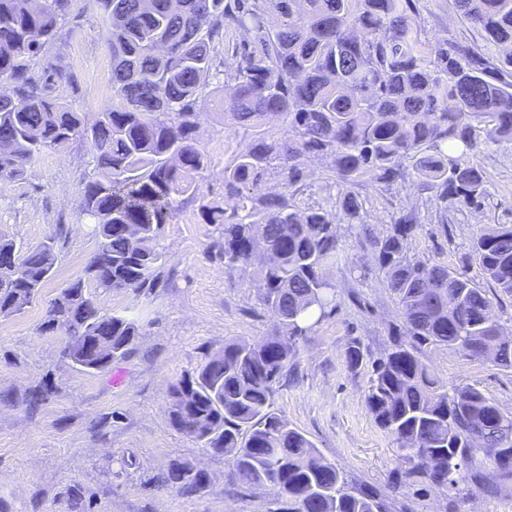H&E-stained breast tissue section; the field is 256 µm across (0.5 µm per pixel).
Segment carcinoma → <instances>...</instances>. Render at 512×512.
<instances>
[{
	"label": "carcinoma",
	"instance_id": "carcinoma-1",
	"mask_svg": "<svg viewBox=\"0 0 512 512\" xmlns=\"http://www.w3.org/2000/svg\"><path fill=\"white\" fill-rule=\"evenodd\" d=\"M0 0V183L25 177L45 152L78 140L93 167L80 181L81 215L95 250L84 276L49 302L40 334L61 332L63 351L88 372L130 357L138 321L102 310L94 292L160 287V238L172 212L201 201L221 226L224 268L251 269L260 304L274 324L259 340L227 339L193 373L172 385V427L202 448L230 457V482L270 490L285 512H392V499L336 465L319 468L315 444L274 408V395L298 344L334 301L326 277L343 250L341 225L361 230L368 259L356 269L381 273L398 305L402 330L376 359L360 343L345 353L368 368V414L397 447L401 482L424 485L444 512H463L474 496H512V413L478 384L448 388L419 351L453 350L468 360L512 369V328L493 301L512 298V224H486L471 243L484 288L467 264L451 268L408 253L421 224L420 203L394 216L391 229L365 227L357 186L403 185L430 193L440 221L479 211L488 197L481 166L463 159L482 143L512 142V0H452L457 16L482 32L432 41L420 0H96L112 57V108L92 126L53 95L71 75L49 50L73 0ZM244 38L224 58V37ZM222 80L218 108L250 137L224 163V206L204 203L199 174L209 166L198 128L211 81ZM286 123L270 135L272 120ZM326 163L342 191L335 202H299L304 169ZM114 224H137L129 237ZM24 248L0 238V317L33 305L54 273L67 236ZM253 241L249 256L238 254ZM104 342L109 352L95 350ZM52 389L27 395L38 407ZM207 473L171 466L163 482L198 492Z\"/></svg>",
	"mask_w": 512,
	"mask_h": 512
}]
</instances>
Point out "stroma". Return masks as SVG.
Here are the masks:
<instances>
[{
    "instance_id": "35a3bbf8",
    "label": "stroma",
    "mask_w": 512,
    "mask_h": 512,
    "mask_svg": "<svg viewBox=\"0 0 512 512\" xmlns=\"http://www.w3.org/2000/svg\"><path fill=\"white\" fill-rule=\"evenodd\" d=\"M422 14L433 38H480L454 13L451 0H422ZM102 26L94 0H75L73 19L50 49L71 74L55 96L89 121L112 106V59ZM200 137L211 161L201 190L206 201L220 204L224 163L243 138L210 105L201 113ZM474 158L489 182L484 209L464 210L448 224L439 223L434 209L422 210L408 241L411 257L456 267L480 226L512 224V145L480 147ZM91 165L88 147L76 142L44 153L26 179L0 185V238L34 246L59 224L68 236L37 302L0 317V512H279L272 493L231 485L230 458L198 447L167 417L172 384L221 350L225 339H256L271 328L250 272L225 269L216 257L219 233L203 223L197 204L185 205L165 226V287L148 297L123 291L96 295L104 311L139 320L142 335L129 359L110 371L87 373L61 358L64 336L39 335L49 301L83 275L95 250L88 226L79 220V182ZM359 192L365 224L381 234L414 194L409 187L367 181ZM342 244L341 258L327 268L336 284V306L301 340L275 405L325 459L386 491L398 467L396 446L367 413L368 374L348 369L345 351L357 340L369 357H379L391 347L400 317L378 274L362 278L350 271V262L364 254L357 233L344 232ZM421 359L448 385L480 383L512 412V370L451 350H426ZM44 379L52 396L28 409L26 394ZM175 463L205 470V488L187 496L163 484L162 475Z\"/></svg>"
}]
</instances>
